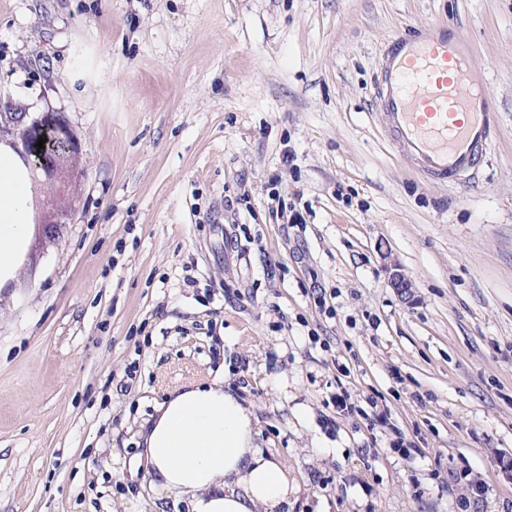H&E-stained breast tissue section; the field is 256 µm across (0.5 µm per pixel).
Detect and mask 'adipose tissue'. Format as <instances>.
<instances>
[{
	"label": "adipose tissue",
	"instance_id": "adipose-tissue-1",
	"mask_svg": "<svg viewBox=\"0 0 512 512\" xmlns=\"http://www.w3.org/2000/svg\"><path fill=\"white\" fill-rule=\"evenodd\" d=\"M33 193L28 168L0 143V288L17 272ZM254 421L218 382L169 396L144 438L152 484L190 497L193 512H273L292 485L287 469L255 445Z\"/></svg>",
	"mask_w": 512,
	"mask_h": 512
}]
</instances>
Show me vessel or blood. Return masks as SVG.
Returning <instances> with one entry per match:
<instances>
[{
	"instance_id": "b4317fda",
	"label": "vessel or blood",
	"mask_w": 512,
	"mask_h": 512,
	"mask_svg": "<svg viewBox=\"0 0 512 512\" xmlns=\"http://www.w3.org/2000/svg\"><path fill=\"white\" fill-rule=\"evenodd\" d=\"M485 71L447 26L392 36L375 94L402 161L447 182L478 169L496 127L483 89Z\"/></svg>"
}]
</instances>
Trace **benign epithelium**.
<instances>
[{"mask_svg":"<svg viewBox=\"0 0 512 512\" xmlns=\"http://www.w3.org/2000/svg\"><path fill=\"white\" fill-rule=\"evenodd\" d=\"M44 139L43 148L36 144ZM0 140L8 141L28 166L35 182L52 190L62 185V175L73 167L82 151L76 133L63 113L47 107L33 115L0 113ZM35 223L61 227L72 223V209L63 208L51 196H42L36 205ZM389 284L404 298L412 293L413 283L395 263L389 265Z\"/></svg>","mask_w":512,"mask_h":512,"instance_id":"1","label":"benign epithelium"}]
</instances>
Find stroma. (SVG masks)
<instances>
[{
  "label": "stroma",
  "instance_id": "1",
  "mask_svg": "<svg viewBox=\"0 0 512 512\" xmlns=\"http://www.w3.org/2000/svg\"><path fill=\"white\" fill-rule=\"evenodd\" d=\"M436 22L499 114L451 184L372 100ZM49 105L77 208L0 290V512H154L141 427L222 372L296 481L277 512H512V0H0V112Z\"/></svg>",
  "mask_w": 512,
  "mask_h": 512
}]
</instances>
